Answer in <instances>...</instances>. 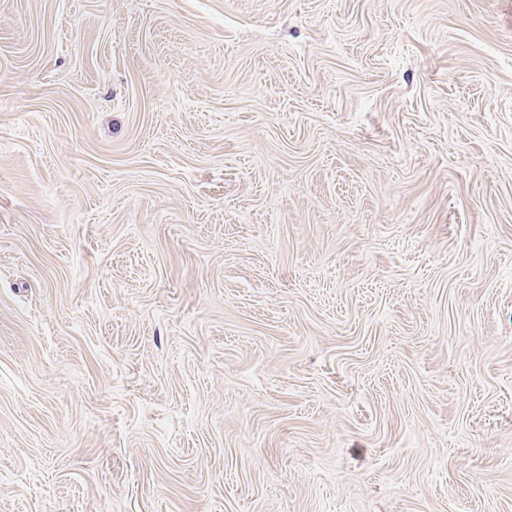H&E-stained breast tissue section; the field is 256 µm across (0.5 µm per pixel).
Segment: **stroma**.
<instances>
[{
    "label": "stroma",
    "mask_w": 512,
    "mask_h": 512,
    "mask_svg": "<svg viewBox=\"0 0 512 512\" xmlns=\"http://www.w3.org/2000/svg\"><path fill=\"white\" fill-rule=\"evenodd\" d=\"M0 512H512V0H0Z\"/></svg>",
    "instance_id": "obj_1"
}]
</instances>
